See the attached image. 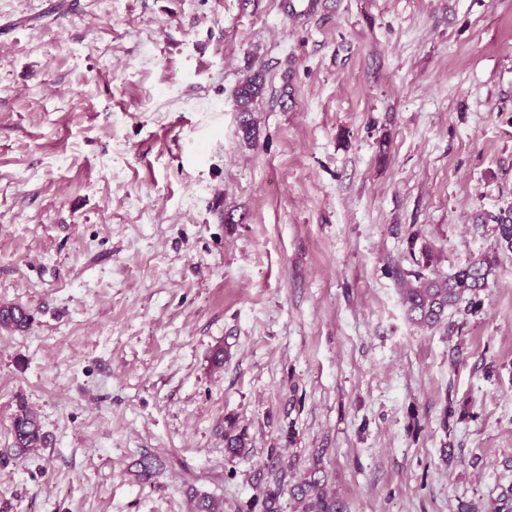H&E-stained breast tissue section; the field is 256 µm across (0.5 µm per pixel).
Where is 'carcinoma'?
I'll return each instance as SVG.
<instances>
[{
	"label": "carcinoma",
	"mask_w": 512,
	"mask_h": 512,
	"mask_svg": "<svg viewBox=\"0 0 512 512\" xmlns=\"http://www.w3.org/2000/svg\"><path fill=\"white\" fill-rule=\"evenodd\" d=\"M265 80L253 75L243 81L235 92V105L240 112V128L243 137L251 140L255 136L251 118L252 105L263 96ZM497 246L512 251V217L499 219L496 225ZM498 264L496 253L486 254L469 261L445 277H428L421 271L410 273L411 279L403 282L401 301L410 321L420 327L437 326L447 315L448 309L461 302L465 296L475 297L488 286V278ZM29 315L19 306H0V329L23 330L28 326ZM14 446L21 452L39 448L48 443L42 432L38 416L26 409L13 420ZM291 496L300 512H344V505L327 488L326 477L320 469H313L291 489ZM280 480L266 486L263 492V512H282L280 506Z\"/></svg>",
	"instance_id": "obj_1"
}]
</instances>
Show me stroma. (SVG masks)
Here are the masks:
<instances>
[{
  "label": "stroma",
  "mask_w": 512,
  "mask_h": 512,
  "mask_svg": "<svg viewBox=\"0 0 512 512\" xmlns=\"http://www.w3.org/2000/svg\"><path fill=\"white\" fill-rule=\"evenodd\" d=\"M510 213L512 0H0V512H490L512 252L430 330L399 277ZM265 80L260 74L253 75L243 81L235 92V105L240 112V128L243 137L250 141L255 136L254 123L251 116L252 105L263 96ZM29 315L19 306H0V329L23 330L28 326ZM14 446L25 452L30 448H39L48 443L42 432L38 416L26 409H21L13 420ZM320 469H313L291 489V496L301 509L300 512H344L345 508L327 488L326 477Z\"/></svg>",
  "instance_id": "obj_1"
}]
</instances>
